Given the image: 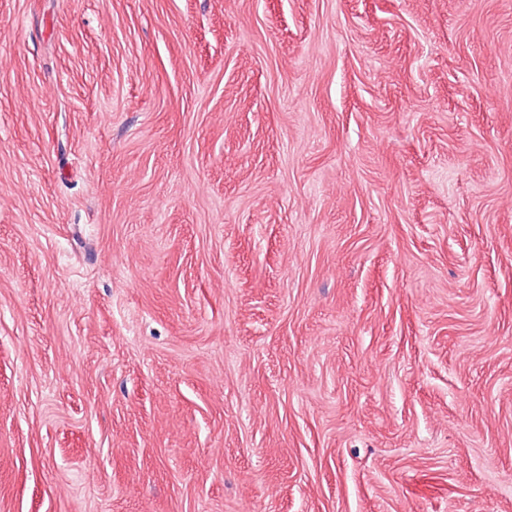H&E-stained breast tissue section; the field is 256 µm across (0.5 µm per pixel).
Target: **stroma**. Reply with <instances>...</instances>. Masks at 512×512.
Returning <instances> with one entry per match:
<instances>
[{"instance_id":"stroma-1","label":"stroma","mask_w":512,"mask_h":512,"mask_svg":"<svg viewBox=\"0 0 512 512\" xmlns=\"http://www.w3.org/2000/svg\"><path fill=\"white\" fill-rule=\"evenodd\" d=\"M0 512H512V0H0Z\"/></svg>"}]
</instances>
